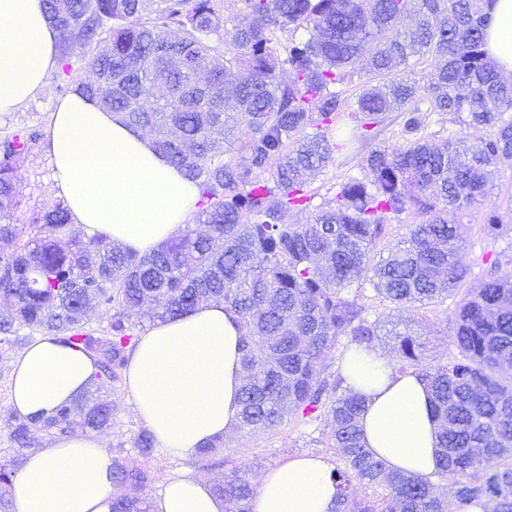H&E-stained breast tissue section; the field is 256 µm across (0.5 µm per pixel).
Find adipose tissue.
<instances>
[{
  "label": "adipose tissue",
  "instance_id": "ef3b65f1",
  "mask_svg": "<svg viewBox=\"0 0 512 512\" xmlns=\"http://www.w3.org/2000/svg\"><path fill=\"white\" fill-rule=\"evenodd\" d=\"M58 33L43 0H0V112L27 102L58 68ZM486 47L499 71L512 73V0H494ZM46 150L57 194L85 237L106 235L140 253L177 236L197 187L155 151L143 131L81 91L55 107ZM233 314L208 304L146 328L125 372L136 410L157 442L188 458L223 438L235 422L244 372ZM96 367L84 352L36 337L13 360L10 405L48 414L85 389ZM346 386L362 395L359 423L368 450L395 470L435 479L438 423L429 392L414 373L395 372L379 352L343 362ZM111 453L92 434L58 439L26 456L14 481L17 512H110ZM337 490L326 461L300 456L262 476L251 512H335ZM153 512H225L202 479L169 478Z\"/></svg>",
  "mask_w": 512,
  "mask_h": 512
}]
</instances>
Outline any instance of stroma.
<instances>
[{
	"label": "stroma",
	"mask_w": 512,
	"mask_h": 512,
	"mask_svg": "<svg viewBox=\"0 0 512 512\" xmlns=\"http://www.w3.org/2000/svg\"><path fill=\"white\" fill-rule=\"evenodd\" d=\"M62 98V93L55 89L54 77H47L30 100L14 111L0 114V137L31 130L46 131L53 109ZM16 175L19 204L8 221L25 229L29 226L32 211L49 208L56 200L52 165L44 143L33 145L30 152L17 161ZM494 184L483 206L466 211L460 219L463 248L471 265L461 285L465 291L479 287L484 281L489 271V259L496 257L504 263L512 261V167H500ZM487 210L496 211L500 217L502 227L498 237H489L484 230L483 213ZM454 306L455 300L450 297L438 304L406 311L409 332L420 337L427 346L426 358L445 359L452 353ZM16 355V350L0 349L1 459L14 453L8 423L13 414L9 399L12 361ZM113 399L117 410L111 429L102 433L101 440L109 452H122L129 464H143L151 470L153 482L147 493L152 497L161 492L168 478L186 471L213 485L223 481L225 473L245 464L249 467L250 481L255 483L267 471L293 457L317 456L330 463L336 460L335 450L322 427L292 422L271 432L250 434L233 430L225 434L224 463L220 466L206 467L195 459L174 456L162 449L145 460L133 447L143 424L124 383H117Z\"/></svg>",
	"instance_id": "1"
}]
</instances>
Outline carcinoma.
Masks as SVG:
<instances>
[{
	"mask_svg": "<svg viewBox=\"0 0 512 512\" xmlns=\"http://www.w3.org/2000/svg\"><path fill=\"white\" fill-rule=\"evenodd\" d=\"M235 2L239 21L228 30L224 0H163L155 13L148 0H71L68 17L46 0L59 35L57 90L72 83L76 56L92 74L78 82L86 95L98 100L97 87L117 81L103 107L128 126L174 125L153 146L197 187L194 220L206 230L187 228L141 255L103 235L67 236L61 197L31 215L34 235L22 245L15 225L0 224V295L12 298L0 314V345L48 335L97 368L72 402L46 416L13 417L10 440L21 451L37 432L107 431L116 404L101 390L127 368L143 305H152L155 322L222 302L241 331L236 429L272 431L288 420L324 426L336 448V512H448L433 483L364 448L363 400L330 361L379 336L360 283L371 269L374 298L397 310L458 297L457 355L429 364L425 344L397 332L394 367L427 384L440 429L439 477L451 495L512 512V273L494 260L479 290L460 292L469 264L455 223L457 213L482 205L498 168L512 166V82L485 50L492 0ZM72 19L82 46L93 47L86 57L71 42ZM299 29L309 36L292 37ZM426 55L435 70L421 87L402 73ZM175 56L189 73L171 66ZM358 59L365 67L357 73ZM356 76L357 108L346 116L338 87ZM226 112L240 117L234 155L214 151ZM392 112L402 143L372 148L362 177L312 206L310 177L359 154ZM431 113L453 116L470 134L436 145L425 133ZM38 140L36 131L0 140L1 219L18 204L16 158ZM307 210L304 224L284 221ZM412 211L424 220L387 241V227ZM95 307L113 310L103 336L84 320ZM134 448L152 456V433L140 430ZM20 464L17 455L0 461V512H10ZM246 474L234 469L213 486L226 512H250ZM151 481L148 469L114 459L111 512H151ZM357 482L380 494H353Z\"/></svg>",
	"mask_w": 512,
	"mask_h": 512,
	"instance_id": "carcinoma-1",
	"label": "carcinoma"
}]
</instances>
